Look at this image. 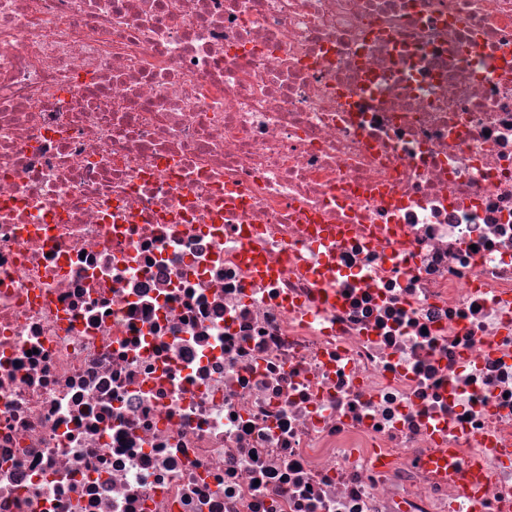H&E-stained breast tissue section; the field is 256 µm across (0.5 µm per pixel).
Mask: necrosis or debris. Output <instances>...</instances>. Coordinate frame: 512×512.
<instances>
[{
    "label": "necrosis or debris",
    "instance_id": "1",
    "mask_svg": "<svg viewBox=\"0 0 512 512\" xmlns=\"http://www.w3.org/2000/svg\"><path fill=\"white\" fill-rule=\"evenodd\" d=\"M0 512H512V0H0Z\"/></svg>",
    "mask_w": 512,
    "mask_h": 512
}]
</instances>
